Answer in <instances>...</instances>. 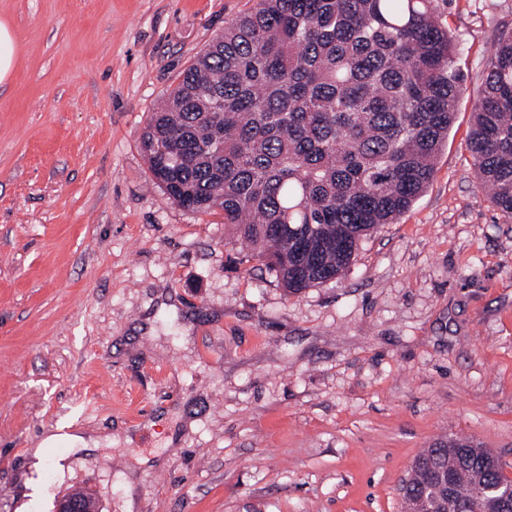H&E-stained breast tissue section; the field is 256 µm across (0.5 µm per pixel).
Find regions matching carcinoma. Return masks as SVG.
<instances>
[{
  "mask_svg": "<svg viewBox=\"0 0 512 512\" xmlns=\"http://www.w3.org/2000/svg\"><path fill=\"white\" fill-rule=\"evenodd\" d=\"M433 0H257L182 73L141 136L177 206L224 212L290 294L337 279L363 239L429 184L463 77ZM491 201L512 216V34L485 64L470 139ZM467 439L423 449L403 512H497L474 497L506 478ZM453 465V495L421 499Z\"/></svg>",
  "mask_w": 512,
  "mask_h": 512,
  "instance_id": "obj_1",
  "label": "carcinoma"
}]
</instances>
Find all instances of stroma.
<instances>
[{
	"instance_id": "35a3bbf8",
	"label": "stroma",
	"mask_w": 512,
	"mask_h": 512,
	"mask_svg": "<svg viewBox=\"0 0 512 512\" xmlns=\"http://www.w3.org/2000/svg\"><path fill=\"white\" fill-rule=\"evenodd\" d=\"M253 4L0 0V512L77 488L99 512H401L415 457L455 437L512 478V218L469 150L512 0H436L465 90L430 184L296 295L139 144ZM17 41L7 22L0 21V85L9 80L17 56Z\"/></svg>"
}]
</instances>
